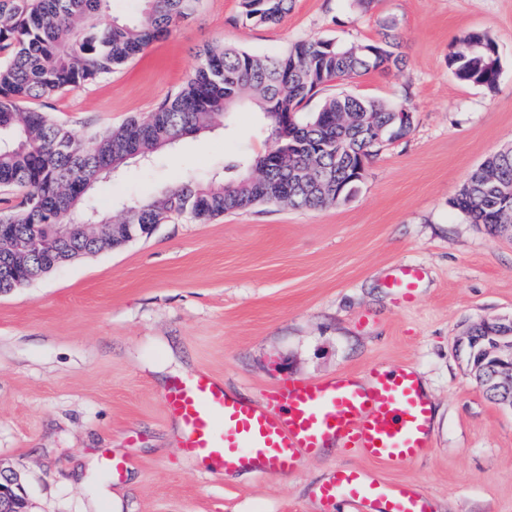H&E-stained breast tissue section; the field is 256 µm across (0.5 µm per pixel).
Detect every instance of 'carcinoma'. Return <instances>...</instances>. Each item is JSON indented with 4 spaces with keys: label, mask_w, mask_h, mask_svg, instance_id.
I'll use <instances>...</instances> for the list:
<instances>
[{
    "label": "carcinoma",
    "mask_w": 512,
    "mask_h": 512,
    "mask_svg": "<svg viewBox=\"0 0 512 512\" xmlns=\"http://www.w3.org/2000/svg\"><path fill=\"white\" fill-rule=\"evenodd\" d=\"M110 0H0V187L22 196L18 207L0 209V223L25 238L36 224H65L75 254L119 247L122 232L99 236L93 224L112 218L90 206V192L134 159L195 137L251 108L271 127L273 147L234 165L230 180L186 179L156 198L129 206L121 220L164 224L174 217L206 223L256 205L334 207L356 191L360 171L382 144L411 131L400 102L349 92L325 98L314 112L304 105L321 87L405 63L394 25L379 39L345 46L332 39L304 40L280 55L261 56L236 46L206 43L187 85L158 108L122 126L80 135L33 104L123 66L194 12L198 0H142L131 24L110 16ZM295 0H240L245 24L271 26ZM449 57L456 78L497 89L499 55L486 34L460 37ZM452 205L472 224L494 234L512 233V150L488 157L469 177ZM57 256H16L17 277L0 274V294L46 274Z\"/></svg>",
    "instance_id": "cac0c4a2"
}]
</instances>
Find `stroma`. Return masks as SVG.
<instances>
[{"label": "stroma", "mask_w": 512, "mask_h": 512, "mask_svg": "<svg viewBox=\"0 0 512 512\" xmlns=\"http://www.w3.org/2000/svg\"><path fill=\"white\" fill-rule=\"evenodd\" d=\"M395 20L403 68L321 89L408 101L411 132L369 159L358 191L331 208L257 205L205 224L174 218L147 238L65 264L0 294V466L20 472L30 512H358L323 501L339 467L407 483L431 512H512V412L490 401L459 344L467 328L512 318V239L470 223L451 202L471 172L512 144V0H295L271 27L239 19L238 0L198 10L112 74L41 100L81 133L153 112L193 73L205 43L276 55L302 39L376 40ZM496 44L495 91L448 65L459 37ZM273 145L257 112L133 163L95 197L120 217L183 177H222L225 163ZM419 266L416 299L387 281ZM408 366L434 407L429 452L404 465L329 448L291 473L216 478L171 441L163 394L205 371L263 403L289 379ZM125 459L120 478L107 456Z\"/></svg>", "instance_id": "1"}]
</instances>
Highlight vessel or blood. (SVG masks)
Wrapping results in <instances>:
<instances>
[{
    "label": "vessel or blood",
    "mask_w": 512,
    "mask_h": 512,
    "mask_svg": "<svg viewBox=\"0 0 512 512\" xmlns=\"http://www.w3.org/2000/svg\"><path fill=\"white\" fill-rule=\"evenodd\" d=\"M422 272L400 267L388 282L412 300ZM369 385L345 374L324 381L291 380L263 405L225 393L211 375L173 383L164 407L181 428L187 458L208 460L214 474L286 473L301 459L341 444L364 458L400 465L430 446L432 406L408 368L371 367ZM343 493L376 512H430L426 497L403 484L367 481L361 471L338 470L322 488L324 499Z\"/></svg>",
    "instance_id": "vessel-or-blood-1"
}]
</instances>
